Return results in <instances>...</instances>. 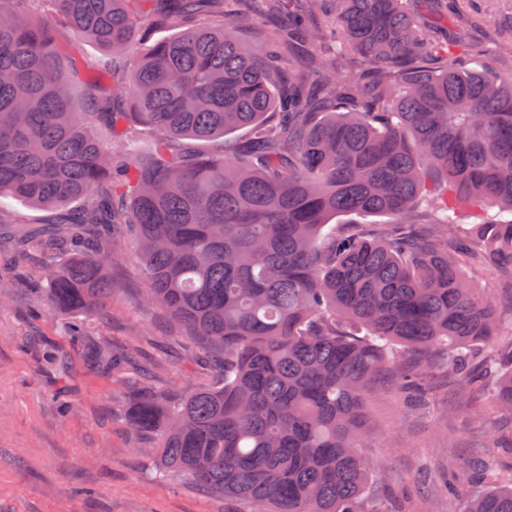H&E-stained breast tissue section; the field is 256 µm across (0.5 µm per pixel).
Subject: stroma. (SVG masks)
Segmentation results:
<instances>
[{
    "mask_svg": "<svg viewBox=\"0 0 512 512\" xmlns=\"http://www.w3.org/2000/svg\"><path fill=\"white\" fill-rule=\"evenodd\" d=\"M465 19L448 25L459 64L476 42L493 50L491 67L511 73L512 0H466ZM39 259L0 268V512H246L192 481H156V462L129 427L130 400L94 350L137 349L157 387L173 394L207 383L209 366L189 359L180 331L161 308L144 309L143 265L133 239L112 257L109 306L83 317L82 334H63L65 315L47 311ZM372 428L364 444L377 463L368 494L405 504L407 512H461L462 499L441 492L455 459L493 464L512 478V457L495 438L508 420L487 421L447 374L434 379V398L419 410L385 375L369 402Z\"/></svg>",
    "mask_w": 512,
    "mask_h": 512,
    "instance_id": "1",
    "label": "stroma"
}]
</instances>
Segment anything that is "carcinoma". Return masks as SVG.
I'll return each instance as SVG.
<instances>
[{"instance_id":"obj_1","label":"carcinoma","mask_w":512,"mask_h":512,"mask_svg":"<svg viewBox=\"0 0 512 512\" xmlns=\"http://www.w3.org/2000/svg\"><path fill=\"white\" fill-rule=\"evenodd\" d=\"M37 0H0V198L55 213L0 218L37 253L50 309L112 301L118 225L136 236L141 294L186 333L214 379L178 398L146 385L128 350L100 349L127 421L155 445L156 475L188 477L250 512H380L364 495L368 404L387 370L420 397L443 355L448 378L512 416V337L466 268L512 282V74L461 69L410 0H333L322 50L319 0L259 47L243 37L253 0H52L55 20L96 44L62 58ZM156 27L179 32L154 40ZM357 55L366 79L346 70ZM84 71L86 110L68 72ZM153 133L148 156L105 147ZM243 129L246 140L195 153ZM495 208L461 224L462 205ZM357 214L389 222L328 227ZM495 342L491 354L483 347ZM490 467L452 463L460 482ZM464 512H512V485Z\"/></svg>"}]
</instances>
